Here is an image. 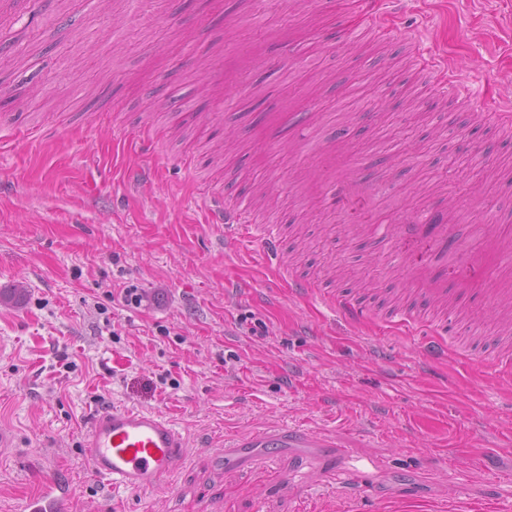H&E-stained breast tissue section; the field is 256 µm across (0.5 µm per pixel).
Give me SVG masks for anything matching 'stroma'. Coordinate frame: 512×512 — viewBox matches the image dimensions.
Listing matches in <instances>:
<instances>
[{
	"label": "stroma",
	"mask_w": 512,
	"mask_h": 512,
	"mask_svg": "<svg viewBox=\"0 0 512 512\" xmlns=\"http://www.w3.org/2000/svg\"><path fill=\"white\" fill-rule=\"evenodd\" d=\"M298 3L31 0L0 15V428L14 437L0 512L53 474L72 512H396L403 494L468 512L476 490L512 512V381L493 376L512 325L489 312L512 297V138L467 104H430L404 45L420 38L487 102L512 100V0H392L394 39L359 42L346 39L357 8ZM461 140L488 160L449 168ZM189 165L216 194L274 211L279 255L225 251ZM138 166L153 180L132 181ZM350 178L378 189L385 224L407 208L451 214L452 246L430 230L350 232L329 197ZM478 243L492 252L481 274L458 260ZM295 276L372 323L294 295ZM130 285L147 305L119 302ZM435 288L469 332L391 322ZM115 406L184 436L169 485L118 494L95 477L82 437ZM276 425L332 445L220 473L204 452ZM338 443L372 460V498L348 491ZM322 301L332 310L340 311L351 323H362L367 318L366 311L352 303L347 298L335 296L334 294H328L322 292Z\"/></svg>",
	"instance_id": "obj_1"
}]
</instances>
